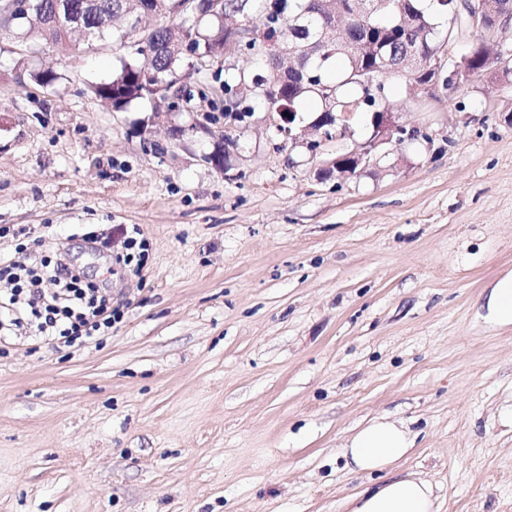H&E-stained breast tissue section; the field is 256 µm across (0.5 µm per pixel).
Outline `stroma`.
<instances>
[{
  "label": "stroma",
  "mask_w": 512,
  "mask_h": 512,
  "mask_svg": "<svg viewBox=\"0 0 512 512\" xmlns=\"http://www.w3.org/2000/svg\"><path fill=\"white\" fill-rule=\"evenodd\" d=\"M118 58L0 34V225L66 250L124 310L78 351L0 342V512H350L384 476L342 449L379 417L415 432L396 471L440 512H512V325L486 309L512 277L500 65L418 101L392 80L421 139L339 179L334 146L279 143L264 112L233 129L229 171L204 162L224 127L194 132L208 103L168 124L96 98ZM47 67L53 86L29 78ZM83 226L137 230L144 269Z\"/></svg>",
  "instance_id": "1"
}]
</instances>
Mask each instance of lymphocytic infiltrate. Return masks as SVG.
<instances>
[{"mask_svg": "<svg viewBox=\"0 0 512 512\" xmlns=\"http://www.w3.org/2000/svg\"><path fill=\"white\" fill-rule=\"evenodd\" d=\"M0 278L12 283L0 291V337L22 329L36 341L80 348L109 335L123 317L111 296L85 281L59 251L29 268L1 257Z\"/></svg>", "mask_w": 512, "mask_h": 512, "instance_id": "f902f5d3", "label": "lymphocytic infiltrate"}]
</instances>
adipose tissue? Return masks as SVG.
<instances>
[{
    "mask_svg": "<svg viewBox=\"0 0 512 512\" xmlns=\"http://www.w3.org/2000/svg\"><path fill=\"white\" fill-rule=\"evenodd\" d=\"M414 440L404 424L376 418L357 431L343 448L351 470L391 469L411 451ZM352 512H439L432 484L420 477H392L375 490L357 495Z\"/></svg>",
    "mask_w": 512,
    "mask_h": 512,
    "instance_id": "adipose-tissue-1",
    "label": "adipose tissue"
}]
</instances>
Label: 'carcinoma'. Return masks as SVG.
Instances as JSON below:
<instances>
[{
  "label": "carcinoma",
  "instance_id": "cac0c4a2",
  "mask_svg": "<svg viewBox=\"0 0 512 512\" xmlns=\"http://www.w3.org/2000/svg\"><path fill=\"white\" fill-rule=\"evenodd\" d=\"M39 10L30 20L23 22L12 17L0 2V32L12 33L24 43L36 46L52 44L66 51L74 40V32L58 24L56 9L60 0H35ZM370 11L353 18L339 30L338 41L329 44L321 52H309L322 24L332 22L325 7V0H224V10H205L190 19L196 29V72L200 80L207 78L210 62L224 55L228 43L226 9L244 12L257 7L264 12L266 31L264 38L272 43L287 41L302 67L310 76V82H299L293 76L283 78L284 63L281 57L263 46L260 40H242L237 52L253 60L272 61V68L261 76L264 91L256 95V102L266 112H275L282 105L288 111L300 112L307 100L319 105V112L327 107L317 92V87L328 86L334 90L336 107L333 112H388V78L400 73L404 57L414 48L423 50L424 60L432 63L443 56V40L439 29L445 26L451 14L450 6L438 4L437 13L431 14L420 6V0H370ZM499 0H483V22L467 26L480 30L485 36L492 35ZM133 7L132 0H94L83 15L85 32L82 33L87 48L112 44L122 52L119 65L113 71L108 84L112 85V108L121 111L129 104L147 99L150 90L143 81L154 74L167 75L180 70L181 56L171 49L177 26L159 25L152 33V42L161 49L146 59L132 54L126 44L136 34L126 29V14ZM152 8L162 18L184 20L187 12L175 10V0H152ZM499 59L491 56L484 40L476 42L471 50L457 60L461 80L478 75ZM368 69L379 82L380 93L366 96L357 81V71ZM254 73L248 68H234L225 72L224 111L254 112L255 107L244 105L238 98L237 89L252 82Z\"/></svg>",
  "mask_w": 512,
  "mask_h": 512
}]
</instances>
